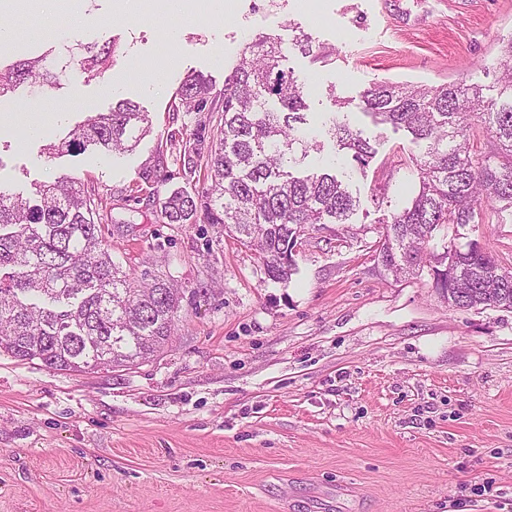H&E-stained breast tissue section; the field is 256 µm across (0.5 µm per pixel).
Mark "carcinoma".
Instances as JSON below:
<instances>
[{
    "instance_id": "carcinoma-1",
    "label": "carcinoma",
    "mask_w": 512,
    "mask_h": 512,
    "mask_svg": "<svg viewBox=\"0 0 512 512\" xmlns=\"http://www.w3.org/2000/svg\"><path fill=\"white\" fill-rule=\"evenodd\" d=\"M117 44L77 42L66 54L0 62V98L27 84L38 93L56 88L71 70L90 77L112 65ZM285 57L274 38L246 44L224 78L222 123L207 149L191 147L189 172L203 162L209 187L186 188L159 200L165 224H222L252 247L269 279L287 283L295 272L293 249L307 224H345L359 207L344 177L287 168L304 160L311 145L300 135L305 123L299 78L281 68ZM499 73L498 104L477 86H437L377 81L364 92L367 113L404 127L424 144L416 161L418 187L389 215L380 234L382 264L396 277L429 268L443 297L458 295L459 308L490 306L483 288H503L498 307L512 309V272L499 266L461 229L482 223L483 207L512 208V38L493 63ZM209 79L192 74L181 83L179 106L215 111ZM477 114L493 133L494 148L471 154L468 116ZM151 132L148 115L129 100L98 113L46 148L58 155L94 147L134 150ZM327 134L335 146L365 167L370 140L333 113ZM36 200L0 190V351L40 360L57 370L129 368L162 352L171 339L183 299L171 280L146 281L123 270L102 244V224L112 207L67 177L35 185ZM453 234H448V230Z\"/></svg>"
}]
</instances>
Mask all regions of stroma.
<instances>
[{"label": "stroma", "instance_id": "1", "mask_svg": "<svg viewBox=\"0 0 512 512\" xmlns=\"http://www.w3.org/2000/svg\"><path fill=\"white\" fill-rule=\"evenodd\" d=\"M0 26L5 60L55 36L120 45L105 78L75 71L0 99V188L28 196L66 176L106 197L114 259L183 292L169 347L138 366L59 371L0 353V512H512V309L452 308L429 273L385 270L381 221L414 190L421 147L362 102L378 80H463L499 98L512 0H231L221 14L199 0H0ZM262 32L305 85L322 144L305 166L334 161L360 200L349 223L305 227L285 285L220 225L162 223L148 197L185 185L183 142L220 123L177 108V88L201 73L222 91ZM301 35L310 54L290 48ZM120 97L152 122L134 151L46 155ZM338 99L376 148L366 170L324 132ZM32 116L47 131L22 138ZM482 214L468 238L512 270V209Z\"/></svg>", "mask_w": 512, "mask_h": 512}]
</instances>
